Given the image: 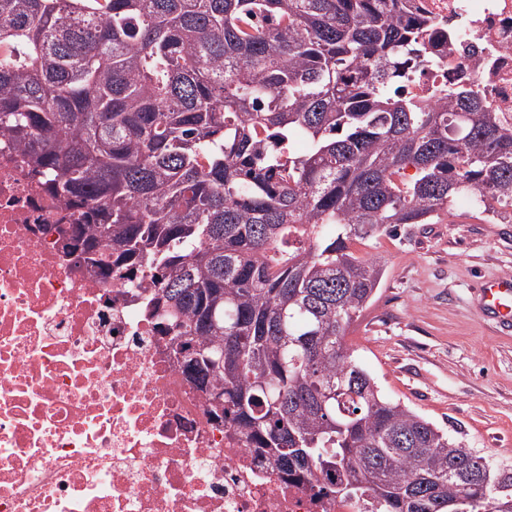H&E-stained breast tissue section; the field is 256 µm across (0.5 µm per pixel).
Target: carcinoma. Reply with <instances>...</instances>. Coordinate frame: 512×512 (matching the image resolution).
Returning a JSON list of instances; mask_svg holds the SVG:
<instances>
[{"mask_svg":"<svg viewBox=\"0 0 512 512\" xmlns=\"http://www.w3.org/2000/svg\"><path fill=\"white\" fill-rule=\"evenodd\" d=\"M439 49L418 0H0V136L79 214L64 255L149 269L145 309L278 472L375 512H512V463L345 342L384 274L353 242L512 206V125L470 82L406 88Z\"/></svg>","mask_w":512,"mask_h":512,"instance_id":"carcinoma-1","label":"carcinoma"}]
</instances>
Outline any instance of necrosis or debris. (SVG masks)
Returning a JSON list of instances; mask_svg holds the SVG:
<instances>
[{
    "mask_svg": "<svg viewBox=\"0 0 512 512\" xmlns=\"http://www.w3.org/2000/svg\"><path fill=\"white\" fill-rule=\"evenodd\" d=\"M448 54L417 94L470 75L512 116V0H421ZM65 210L0 137V512H368L258 460L180 368L149 272L106 282L62 254Z\"/></svg>",
    "mask_w": 512,
    "mask_h": 512,
    "instance_id": "necrosis-or-debris-1",
    "label": "necrosis or debris"
}]
</instances>
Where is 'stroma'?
I'll use <instances>...</instances> for the list:
<instances>
[{
	"instance_id": "obj_1",
	"label": "stroma",
	"mask_w": 512,
	"mask_h": 512,
	"mask_svg": "<svg viewBox=\"0 0 512 512\" xmlns=\"http://www.w3.org/2000/svg\"><path fill=\"white\" fill-rule=\"evenodd\" d=\"M384 278L346 344L382 392L493 461H512V331L479 315L475 286L512 275V221L457 202L435 224L376 230L353 246Z\"/></svg>"
}]
</instances>
